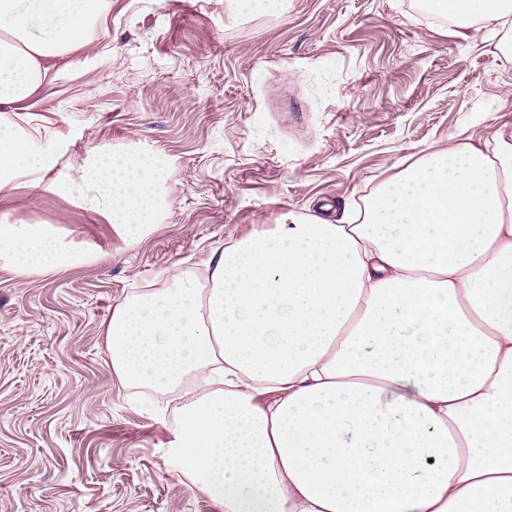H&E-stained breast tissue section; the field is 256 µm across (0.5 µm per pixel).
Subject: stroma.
I'll list each match as a JSON object with an SVG mask.
<instances>
[{
  "label": "stroma",
  "mask_w": 512,
  "mask_h": 512,
  "mask_svg": "<svg viewBox=\"0 0 512 512\" xmlns=\"http://www.w3.org/2000/svg\"><path fill=\"white\" fill-rule=\"evenodd\" d=\"M417 0H112L92 52L56 62L22 127L59 166L163 158V219L142 240L48 188L0 213L51 225L97 259L17 278L0 262V512H219L182 484L153 411L124 385L105 328L126 297L205 276L225 242L286 213L353 214L387 178L512 118V62Z\"/></svg>",
  "instance_id": "35a3bbf8"
}]
</instances>
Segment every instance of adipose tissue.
I'll use <instances>...</instances> for the list:
<instances>
[{
    "instance_id": "ef3b65f1",
    "label": "adipose tissue",
    "mask_w": 512,
    "mask_h": 512,
    "mask_svg": "<svg viewBox=\"0 0 512 512\" xmlns=\"http://www.w3.org/2000/svg\"><path fill=\"white\" fill-rule=\"evenodd\" d=\"M512 39V0H430ZM110 0H0V190L51 179L136 240L154 154L58 167L16 123ZM0 215L20 278L93 259ZM105 329L124 384L177 405L165 453L220 512H512V122L386 179L360 223L283 215Z\"/></svg>"
}]
</instances>
